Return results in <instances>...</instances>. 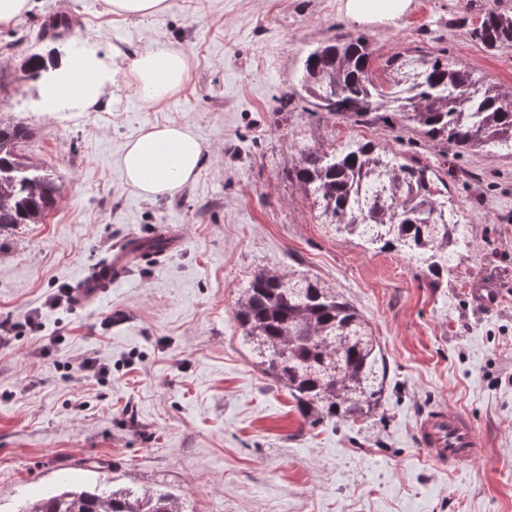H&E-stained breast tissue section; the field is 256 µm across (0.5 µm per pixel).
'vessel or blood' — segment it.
I'll list each match as a JSON object with an SVG mask.
<instances>
[{
  "label": "vessel or blood",
  "instance_id": "1",
  "mask_svg": "<svg viewBox=\"0 0 512 512\" xmlns=\"http://www.w3.org/2000/svg\"><path fill=\"white\" fill-rule=\"evenodd\" d=\"M139 244L140 237L136 234L116 240L109 260L77 283L78 301L95 302L105 288L127 277L142 260ZM418 439L432 461L457 469L472 465L484 453V443L472 419L460 411L438 409L422 417Z\"/></svg>",
  "mask_w": 512,
  "mask_h": 512
}]
</instances>
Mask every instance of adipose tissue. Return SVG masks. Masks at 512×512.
<instances>
[{"label":"adipose tissue","mask_w":512,"mask_h":512,"mask_svg":"<svg viewBox=\"0 0 512 512\" xmlns=\"http://www.w3.org/2000/svg\"><path fill=\"white\" fill-rule=\"evenodd\" d=\"M411 0H342L341 8L362 25L385 23L406 14ZM40 83L51 88L58 103L87 111L100 101L117 72L89 45L59 50L38 60ZM187 72L185 54L160 48L135 57L123 74L145 100L158 103L181 89ZM203 147L197 137L177 123L155 125L126 143L119 165L126 184L139 195L156 197L178 192L193 181L201 166Z\"/></svg>","instance_id":"ef3b65f1"}]
</instances>
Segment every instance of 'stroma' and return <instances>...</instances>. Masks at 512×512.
<instances>
[{
  "label": "stroma",
  "instance_id": "stroma-1",
  "mask_svg": "<svg viewBox=\"0 0 512 512\" xmlns=\"http://www.w3.org/2000/svg\"><path fill=\"white\" fill-rule=\"evenodd\" d=\"M341 0H170L145 18L106 0H31L0 29V117L24 123V150L60 178L43 223L0 230V319L38 313L42 329L0 346V512L70 483L166 488L185 512H512V153L462 154L419 140L403 117L317 119L300 99L302 62L339 32L365 34L371 72L443 55L512 86V48L471 36L487 8L512 0H413L385 25H358ZM134 56L159 47L189 60L160 105L119 85L88 112H45L28 57L57 44ZM187 126L204 145L196 180L146 199L119 167L124 144L155 124ZM371 141L436 167L469 246L433 277L412 256L374 250L322 223L287 177L296 142L343 149ZM171 225L181 250L138 266L99 302L48 306L110 256L113 242ZM303 271L357 308L388 362L367 420L305 422L262 374L234 319L254 273ZM50 355H41L42 347ZM95 358L112 372L80 371ZM468 412L484 454L458 471L429 461L419 417Z\"/></svg>",
  "mask_w": 512,
  "mask_h": 512
}]
</instances>
